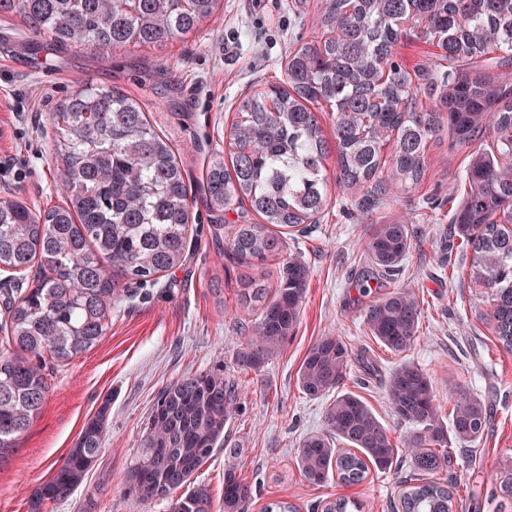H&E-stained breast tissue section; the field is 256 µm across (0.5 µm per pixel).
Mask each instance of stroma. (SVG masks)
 Instances as JSON below:
<instances>
[{"label": "stroma", "mask_w": 512, "mask_h": 512, "mask_svg": "<svg viewBox=\"0 0 512 512\" xmlns=\"http://www.w3.org/2000/svg\"><path fill=\"white\" fill-rule=\"evenodd\" d=\"M322 0H220L194 32L163 50L127 47L108 52L75 48L35 51V35L20 18L0 16V196H16L35 210L63 204L66 191L54 155L48 114L73 90L91 84L136 98L154 128L176 149L192 202L185 265L155 286L131 287L112 305L109 329L91 349L63 364L48 363L50 392L39 417L22 437L11 465L0 471V512H29L34 490L60 464L85 421L110 400L111 409L96 466L65 501L48 512H169L166 499L140 500L126 492V475L154 404L169 384L188 374L223 373L238 389L240 404L224 430L225 446L193 477L224 512V468L236 465L251 485L248 512L274 500L300 512L339 497L358 500L363 512H397L411 463L370 471L355 485L330 477L308 484L297 466L302 438L324 428L330 396L312 399L298 386L307 349L320 337L348 343L352 361L340 392L358 396L399 441L413 424L389 408L385 380L411 362L432 380L442 415L454 392L468 390L485 404L483 437L455 446L434 481L448 486L455 512H512V501L493 497L498 471L512 468V351L497 341L489 321L491 301L473 287L470 257L449 235V216L465 191L469 161L448 137L427 150V172L416 190L395 195L360 216L363 192L329 188L330 202L316 224L288 236L286 249L309 269L299 322L259 372H244L237 354L257 313L240 300L246 277L275 285L279 264L229 263L225 225L242 221L240 210L214 220L202 186L212 159L228 146L240 102L285 84L288 55L322 34ZM400 220L413 247L400 270L386 276L366 260L371 227ZM413 291L422 309L416 338L394 354L363 323L367 307L385 293ZM241 449L240 457L229 454Z\"/></svg>", "instance_id": "stroma-1"}]
</instances>
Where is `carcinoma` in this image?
<instances>
[{
	"label": "carcinoma",
	"mask_w": 512,
	"mask_h": 512,
	"mask_svg": "<svg viewBox=\"0 0 512 512\" xmlns=\"http://www.w3.org/2000/svg\"><path fill=\"white\" fill-rule=\"evenodd\" d=\"M219 0H0L45 33L53 46L161 50L199 27ZM411 22L409 30L401 21ZM321 25L335 36L300 44L288 55L287 85L245 98L230 125L227 155L210 164L204 185L211 211L245 204L260 218L233 224L224 253L235 263L262 264L283 255L287 236L316 223L327 207L324 161L329 150L318 106L335 108L336 186L354 187L378 203L393 187L416 189L426 173L428 146L448 134L471 147L488 134L493 150L470 152L466 196L452 223L471 248V283L491 290L493 331L512 349V92L503 79L473 65L498 46H512V0H325ZM436 42L448 69L411 72L397 47L410 32ZM49 119L56 127L62 205L33 212L24 201L0 198V272L25 275L26 288L0 300V470L40 414L50 391L45 356L64 362L95 346L108 329L112 302L132 284L155 283L182 267L191 224L189 194L169 139L141 104L115 90H73ZM412 248L401 221L373 225L366 245L378 271L399 268ZM309 271L294 255L282 260L273 295L246 278L241 293L259 307L245 347L243 369L257 371L299 322ZM421 308L407 290L368 306L364 324L386 349L401 353L416 338ZM351 348L322 336L307 350L298 387L319 398L340 386ZM386 395L393 415L416 426L397 446L365 402L336 395L324 430L305 436L297 464L306 482L321 486L334 473L356 484L369 468L389 471L405 453L414 473L432 475L450 461L448 433L461 443L484 434L487 410L461 392L450 422L440 413L430 377L402 363L390 372ZM238 409V392L220 374H190L167 386L155 405L141 448L126 477L127 492L163 498L182 488L171 512H212L209 490L192 477L224 442ZM109 403L86 420L63 462L33 493L31 512L68 499L96 465ZM349 446L343 450L336 447ZM512 500V469L495 477ZM252 488L230 465L224 469V512H245ZM402 512H453L448 488L435 481L404 483Z\"/></svg>",
	"instance_id": "obj_1"
}]
</instances>
